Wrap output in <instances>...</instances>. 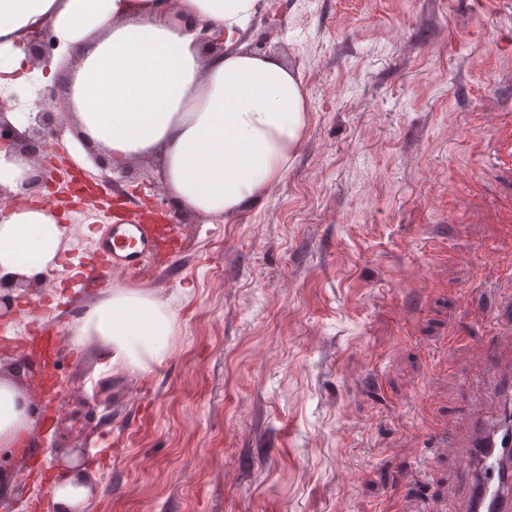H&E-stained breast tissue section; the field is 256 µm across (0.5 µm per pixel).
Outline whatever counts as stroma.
I'll use <instances>...</instances> for the list:
<instances>
[{"mask_svg":"<svg viewBox=\"0 0 512 512\" xmlns=\"http://www.w3.org/2000/svg\"><path fill=\"white\" fill-rule=\"evenodd\" d=\"M236 38L302 75L287 172L232 221L183 211L178 249L142 256V288L176 313L150 373L72 345L103 289L29 293L24 334L0 332L18 339L0 375L33 361L13 377L35 409L0 505L54 512L75 455L86 512L461 508L431 431L465 441L471 398L512 358V0H260ZM66 226L76 266L110 223ZM412 265L433 281L404 283Z\"/></svg>","mask_w":512,"mask_h":512,"instance_id":"stroma-1","label":"stroma"}]
</instances>
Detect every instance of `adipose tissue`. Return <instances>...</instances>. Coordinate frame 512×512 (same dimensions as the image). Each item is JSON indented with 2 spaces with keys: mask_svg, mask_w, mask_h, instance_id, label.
Masks as SVG:
<instances>
[{
  "mask_svg": "<svg viewBox=\"0 0 512 512\" xmlns=\"http://www.w3.org/2000/svg\"><path fill=\"white\" fill-rule=\"evenodd\" d=\"M259 0H178L169 21L160 0H0V91L16 93L5 120L25 131L39 89L62 60L68 118L83 139L121 166L159 156L169 192L193 212L229 219L279 181L300 144L306 101L300 73L281 59L226 45L204 57L202 24L234 35ZM49 25L59 54L31 58V31ZM66 233L46 207L16 208L0 220V276L36 277L57 267ZM176 314L169 299L118 288L84 305L75 345L98 339L109 368L150 372L170 350ZM21 393L0 378V447H15L32 420ZM51 485L57 512H83L90 489L83 466Z\"/></svg>",
  "mask_w": 512,
  "mask_h": 512,
  "instance_id": "adipose-tissue-1",
  "label": "adipose tissue"
}]
</instances>
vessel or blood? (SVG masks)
<instances>
[{
	"label": "vessel or blood",
	"mask_w": 512,
	"mask_h": 512,
	"mask_svg": "<svg viewBox=\"0 0 512 512\" xmlns=\"http://www.w3.org/2000/svg\"><path fill=\"white\" fill-rule=\"evenodd\" d=\"M172 226L114 224L101 237V262H88L86 272L100 266L114 271L135 268L146 251L175 241ZM496 410L472 428L464 446L448 442L446 453L463 478L467 512H512V367L502 368L489 387Z\"/></svg>",
	"instance_id": "1"
}]
</instances>
